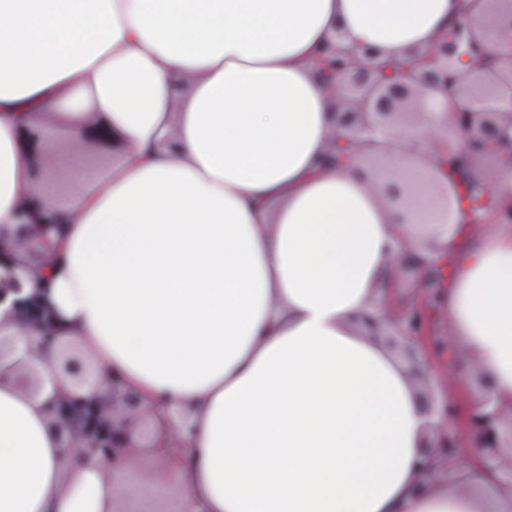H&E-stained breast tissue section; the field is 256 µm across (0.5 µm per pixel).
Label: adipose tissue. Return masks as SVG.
<instances>
[{
  "instance_id": "ef3b65f1",
  "label": "adipose tissue",
  "mask_w": 512,
  "mask_h": 512,
  "mask_svg": "<svg viewBox=\"0 0 512 512\" xmlns=\"http://www.w3.org/2000/svg\"><path fill=\"white\" fill-rule=\"evenodd\" d=\"M470 0H0V243L35 195L16 132L54 112L63 135L104 115L120 165L81 174L59 204L46 300L61 340L121 374L158 413L180 409L192 451L104 470L67 466L44 397L0 384V512H141L173 485L184 512H512V496L463 468L469 487L425 491L434 432L405 365L356 317L382 300L388 257L448 241L454 214L386 202L394 179L454 191L436 166L460 146L438 94L412 152L320 166L339 99L317 47L390 59L425 51ZM436 305L458 344L512 402V226L480 225Z\"/></svg>"
}]
</instances>
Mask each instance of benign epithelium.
Returning <instances> with one entry per match:
<instances>
[{
	"mask_svg": "<svg viewBox=\"0 0 512 512\" xmlns=\"http://www.w3.org/2000/svg\"><path fill=\"white\" fill-rule=\"evenodd\" d=\"M485 15L512 36V0H485ZM315 61L326 87L340 84L344 89L331 143L321 163L336 161L339 142L353 145L360 159L371 163L381 160L382 150L392 148V142L384 139L388 131L416 120L437 105L429 92L450 95L464 90L468 104L454 112V127L465 136V145L461 149L443 148L437 155V166L447 174L458 168L475 174L486 158L497 160L501 167L512 165V58L492 60L473 15H461L448 32L435 38L428 51L403 60H386L373 49H355L332 38L319 46ZM18 141L32 154L36 168L54 165L58 150L41 137L35 124L22 126ZM111 145L112 128L100 115L89 118L69 142L71 150L80 152ZM479 181L492 209L487 215L466 209V224L472 228L489 220L511 224L512 200L498 197L484 178ZM18 216L22 224L19 246L44 238L59 223L43 195L22 201ZM454 243L455 238H449L443 254L434 253L433 246L405 243L391 258V267L415 274V295L397 303L388 297L356 319L365 335L390 336L393 345L403 347L414 377L433 357L461 354L440 339L433 318L436 292L448 279ZM17 265L14 250L0 246V311L20 319L27 331V352L60 344L49 310L38 293L26 290L25 281L16 273ZM17 353V338L0 335V383L8 381L30 395L43 393L44 382L20 368ZM54 371L58 380L47 398V410L62 447L73 452L77 460L94 459L107 466L130 458V452L137 448L164 447L155 412L142 406L141 397L125 387L121 376L112 374L109 402L101 395L84 393L98 377L78 353L65 349L57 352ZM419 400L426 412L437 413L441 420L439 433L422 448V474L433 478L468 461L475 472L512 491V404L505 406L486 397L459 414L477 450V456L467 460L462 455L463 444L448 432L452 423L448 411L436 405L427 391L420 392Z\"/></svg>",
	"mask_w": 512,
	"mask_h": 512,
	"instance_id": "7a95c632",
	"label": "benign epithelium"
}]
</instances>
